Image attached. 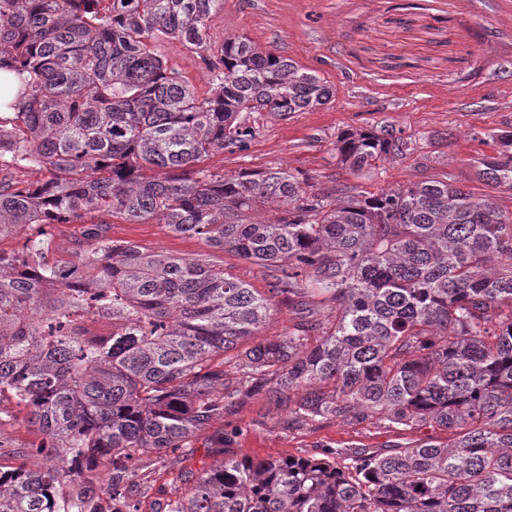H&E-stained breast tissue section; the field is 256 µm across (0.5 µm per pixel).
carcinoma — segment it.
Segmentation results:
<instances>
[{
  "instance_id": "1",
  "label": "carcinoma",
  "mask_w": 512,
  "mask_h": 512,
  "mask_svg": "<svg viewBox=\"0 0 512 512\" xmlns=\"http://www.w3.org/2000/svg\"><path fill=\"white\" fill-rule=\"evenodd\" d=\"M220 2L0 0V70L24 77L17 112L0 118V167L47 173L0 182V238L31 231L24 255L0 253V422L13 403L42 435L0 466V512H141L127 495L141 463L190 447L256 393L288 410V429L336 420L446 437L225 458L173 476L187 493L165 512H512V211L437 178L341 201L284 168H194L248 148L245 115L285 119L335 95L235 37L209 62L214 93L197 96L155 46L211 50ZM489 138L475 177L512 190V130ZM410 151L390 131L336 141L355 174ZM267 202L281 215L252 220ZM90 214L97 250L49 263L45 227ZM114 218L257 266L295 323L259 337L272 297L204 259L115 242ZM34 456L49 463L32 469Z\"/></svg>"
}]
</instances>
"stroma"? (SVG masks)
Segmentation results:
<instances>
[{"label":"stroma","mask_w":512,"mask_h":512,"mask_svg":"<svg viewBox=\"0 0 512 512\" xmlns=\"http://www.w3.org/2000/svg\"><path fill=\"white\" fill-rule=\"evenodd\" d=\"M212 47L245 37L259 48L316 72L336 90L332 101L288 118L258 112L246 151L217 153L203 166L227 177L282 167L324 188L375 191L428 176L490 195L512 210V190L489 189L472 163L492 153L490 133L512 130V0H222L208 22ZM167 66L201 97L212 90L202 53L176 41L158 44ZM389 129L410 139L411 154L388 158L373 178L336 163L346 132ZM113 240L148 250L202 258L247 280L260 293L270 284L258 267L154 222H112ZM286 414L257 394L235 414L215 419L191 447L167 454L169 474L202 472L222 458L320 456L327 448H386L406 434L328 420L284 428ZM224 435L223 452L208 446Z\"/></svg>","instance_id":"obj_1"}]
</instances>
